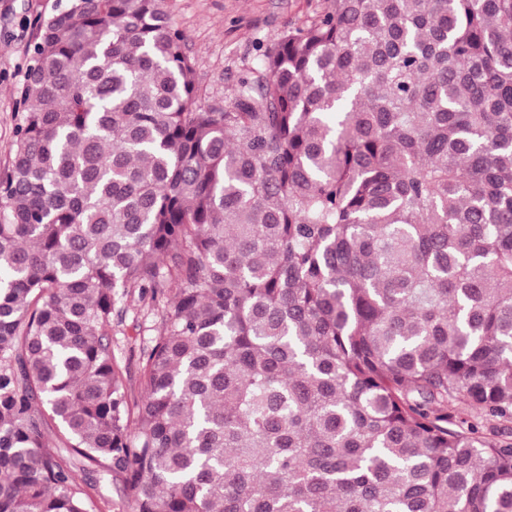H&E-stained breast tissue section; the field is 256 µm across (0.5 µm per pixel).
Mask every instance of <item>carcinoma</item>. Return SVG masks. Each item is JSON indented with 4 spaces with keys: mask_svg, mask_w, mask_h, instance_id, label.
Segmentation results:
<instances>
[{
    "mask_svg": "<svg viewBox=\"0 0 512 512\" xmlns=\"http://www.w3.org/2000/svg\"><path fill=\"white\" fill-rule=\"evenodd\" d=\"M192 72L168 0L39 21L0 512H93L97 475L135 512H512V0H329L224 106ZM122 319L112 320V350L127 370L128 381L137 394L140 377V349L159 335L161 324L149 298L141 299L133 292L120 305Z\"/></svg>",
    "mask_w": 512,
    "mask_h": 512,
    "instance_id": "obj_1",
    "label": "carcinoma"
}]
</instances>
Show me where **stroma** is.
I'll return each mask as SVG.
<instances>
[{"label":"stroma","instance_id":"35a3bbf8","mask_svg":"<svg viewBox=\"0 0 512 512\" xmlns=\"http://www.w3.org/2000/svg\"><path fill=\"white\" fill-rule=\"evenodd\" d=\"M59 0H0V172L12 152L22 118L16 89L30 64L29 47L39 20ZM326 0H169L172 18L186 38L193 79L208 103L224 104L245 68L288 29L320 13ZM113 321L110 338L131 383L140 377V350L158 336L161 324L149 299L131 294Z\"/></svg>","mask_w":512,"mask_h":512}]
</instances>
